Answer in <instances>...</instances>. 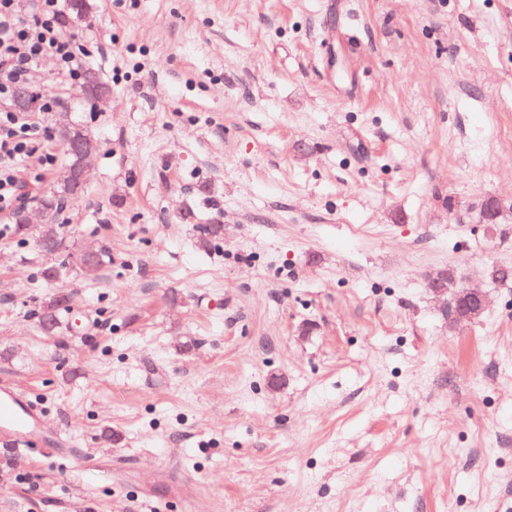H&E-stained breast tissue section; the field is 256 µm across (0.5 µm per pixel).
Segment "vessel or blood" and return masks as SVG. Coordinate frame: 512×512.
I'll list each match as a JSON object with an SVG mask.
<instances>
[{
  "instance_id": "1",
  "label": "vessel or blood",
  "mask_w": 512,
  "mask_h": 512,
  "mask_svg": "<svg viewBox=\"0 0 512 512\" xmlns=\"http://www.w3.org/2000/svg\"><path fill=\"white\" fill-rule=\"evenodd\" d=\"M0 440L5 445H38L60 442L59 433L48 430L39 407L24 392L0 385Z\"/></svg>"
}]
</instances>
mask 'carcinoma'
<instances>
[{
    "mask_svg": "<svg viewBox=\"0 0 512 512\" xmlns=\"http://www.w3.org/2000/svg\"><path fill=\"white\" fill-rule=\"evenodd\" d=\"M81 86L87 88L89 100L97 95H110L111 88L104 82L99 74L92 69L84 73ZM51 122L58 127H67L75 132L81 133V149L75 153L68 154L66 165L58 177L54 190L42 200V212L45 220L42 224L34 227L26 222L25 209H19L14 215V230L20 236L36 237L39 245L47 244L58 252L66 253L63 262L57 267H51L44 271V276L54 279L73 266H100L108 258L107 250L98 245H90L77 253L66 251L63 236L58 232L60 226V215L65 204L72 195H81L86 189V183L76 180V173L86 168L85 152L93 154L99 151V142L94 135L83 125L74 121L67 112L51 113ZM70 298L65 294H58L40 303L32 312L36 318L39 328L46 335H55L59 332L61 324V313L68 310Z\"/></svg>",
    "mask_w": 512,
    "mask_h": 512,
    "instance_id": "1",
    "label": "carcinoma"
}]
</instances>
